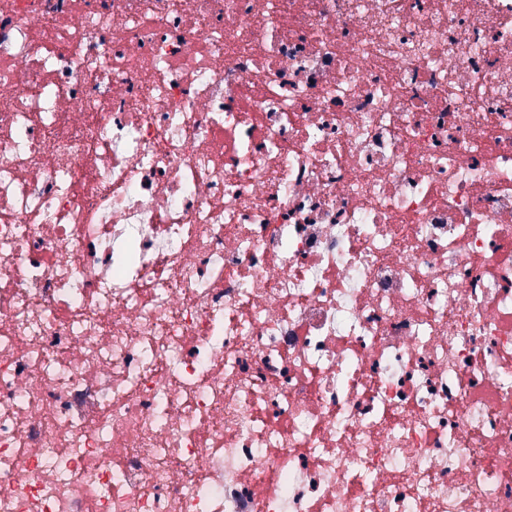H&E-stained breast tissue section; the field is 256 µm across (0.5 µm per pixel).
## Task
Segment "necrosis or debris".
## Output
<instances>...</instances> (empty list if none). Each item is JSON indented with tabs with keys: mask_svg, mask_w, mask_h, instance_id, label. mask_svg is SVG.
I'll use <instances>...</instances> for the list:
<instances>
[{
	"mask_svg": "<svg viewBox=\"0 0 512 512\" xmlns=\"http://www.w3.org/2000/svg\"><path fill=\"white\" fill-rule=\"evenodd\" d=\"M0 512H512V0H0Z\"/></svg>",
	"mask_w": 512,
	"mask_h": 512,
	"instance_id": "necrosis-or-debris-1",
	"label": "necrosis or debris"
}]
</instances>
